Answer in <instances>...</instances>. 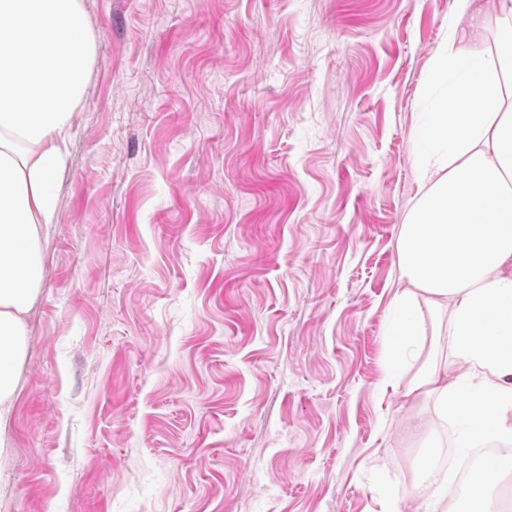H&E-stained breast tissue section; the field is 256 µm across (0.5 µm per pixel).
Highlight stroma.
I'll list each match as a JSON object with an SVG mask.
<instances>
[{
    "mask_svg": "<svg viewBox=\"0 0 512 512\" xmlns=\"http://www.w3.org/2000/svg\"><path fill=\"white\" fill-rule=\"evenodd\" d=\"M0 512H387L396 237L454 0H84Z\"/></svg>",
    "mask_w": 512,
    "mask_h": 512,
    "instance_id": "1",
    "label": "stroma"
}]
</instances>
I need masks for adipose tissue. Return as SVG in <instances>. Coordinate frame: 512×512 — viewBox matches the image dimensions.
I'll use <instances>...</instances> for the list:
<instances>
[{"instance_id":"ef3b65f1","label":"adipose tissue","mask_w":512,"mask_h":512,"mask_svg":"<svg viewBox=\"0 0 512 512\" xmlns=\"http://www.w3.org/2000/svg\"><path fill=\"white\" fill-rule=\"evenodd\" d=\"M467 53L450 42L432 72L445 95L421 124L417 191L397 240L387 378L421 357L405 395L425 447L452 425L456 448L512 443V0H455ZM494 24V57L482 47ZM96 39L82 0H0V421L12 412L27 318L42 282L41 244L55 220L63 146L83 102ZM437 313L422 350L413 316Z\"/></svg>"}]
</instances>
